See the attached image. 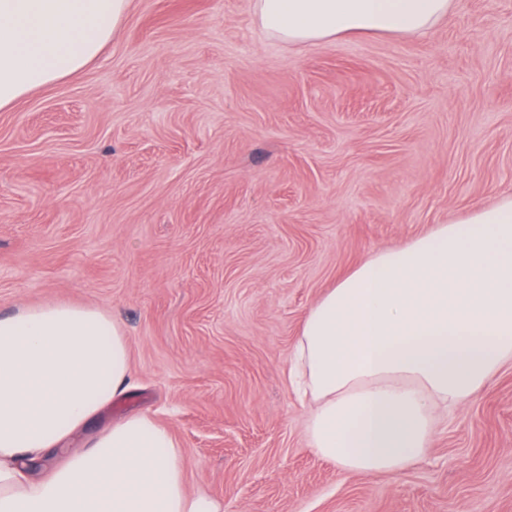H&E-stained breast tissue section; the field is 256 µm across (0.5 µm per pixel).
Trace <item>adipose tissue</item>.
I'll return each mask as SVG.
<instances>
[{
  "label": "adipose tissue",
  "instance_id": "ef3b65f1",
  "mask_svg": "<svg viewBox=\"0 0 512 512\" xmlns=\"http://www.w3.org/2000/svg\"><path fill=\"white\" fill-rule=\"evenodd\" d=\"M283 44L423 38L452 0H251ZM129 0H0V109L93 63ZM512 367V192L379 250L306 311L291 384L310 448L366 477L401 472L432 442L436 412ZM132 379L104 309L64 302L0 316V512H221L185 488L178 445L144 414L74 435Z\"/></svg>",
  "mask_w": 512,
  "mask_h": 512
}]
</instances>
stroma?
Masks as SVG:
<instances>
[{"label": "stroma", "instance_id": "stroma-1", "mask_svg": "<svg viewBox=\"0 0 512 512\" xmlns=\"http://www.w3.org/2000/svg\"><path fill=\"white\" fill-rule=\"evenodd\" d=\"M512 191V0L428 37L288 46L251 0H130L100 57L0 111V314L123 328L139 412L224 512H512V368L429 451L365 478L308 446L288 364L371 253Z\"/></svg>", "mask_w": 512, "mask_h": 512}]
</instances>
